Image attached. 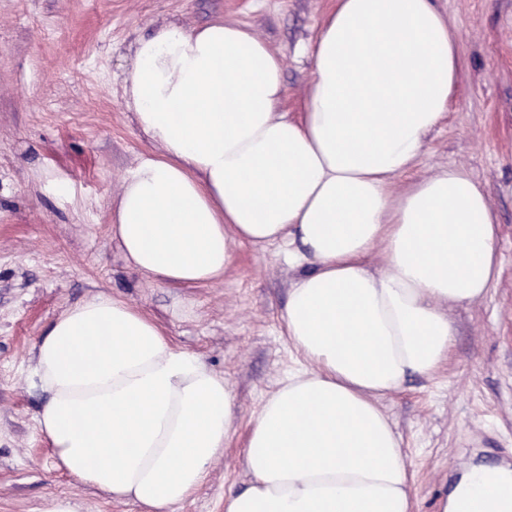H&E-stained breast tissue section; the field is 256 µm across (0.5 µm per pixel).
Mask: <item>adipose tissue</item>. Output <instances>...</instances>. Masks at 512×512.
Returning a JSON list of instances; mask_svg holds the SVG:
<instances>
[{
  "mask_svg": "<svg viewBox=\"0 0 512 512\" xmlns=\"http://www.w3.org/2000/svg\"><path fill=\"white\" fill-rule=\"evenodd\" d=\"M311 54L292 119L282 61L248 29L140 37L125 92L156 149L113 199L112 235L135 270L172 284L217 281L242 243L287 244L298 270L282 326L302 365L254 413L248 484L224 512H412L379 399L448 360L449 309L483 299L499 271L485 185L451 166L394 189L452 109L458 34L435 0H336ZM31 378L58 466L145 512L194 494L238 413L223 375L105 292L50 324ZM444 512H512V468H465Z\"/></svg>",
  "mask_w": 512,
  "mask_h": 512,
  "instance_id": "adipose-tissue-1",
  "label": "adipose tissue"
}]
</instances>
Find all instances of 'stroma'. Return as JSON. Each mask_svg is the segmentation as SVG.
I'll use <instances>...</instances> for the list:
<instances>
[{"label": "stroma", "instance_id": "1", "mask_svg": "<svg viewBox=\"0 0 512 512\" xmlns=\"http://www.w3.org/2000/svg\"><path fill=\"white\" fill-rule=\"evenodd\" d=\"M336 0H0V512H140L58 468L36 422L33 349L67 306L107 292L232 384L239 411L206 482L176 512H224L248 477L251 418L299 357L281 314L295 275L281 244L236 246L217 282L170 285L135 271L110 232L112 199L153 150L124 94L135 41L174 21L224 19L280 56L284 111H301L306 49ZM459 34L455 101L397 188L448 166L489 189L501 272L456 309L454 345L432 376L381 398L403 440L415 512H441L458 471L512 467V0H438Z\"/></svg>", "mask_w": 512, "mask_h": 512}]
</instances>
